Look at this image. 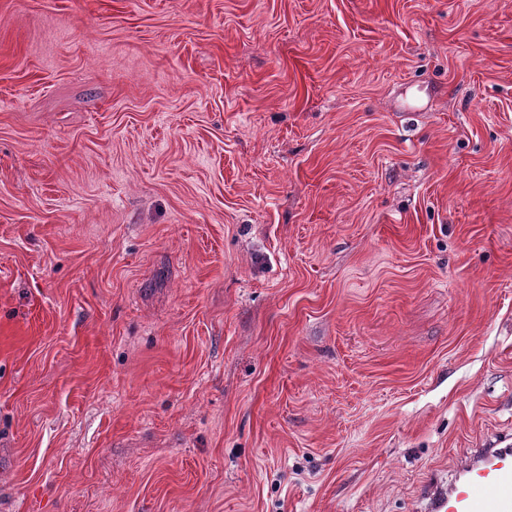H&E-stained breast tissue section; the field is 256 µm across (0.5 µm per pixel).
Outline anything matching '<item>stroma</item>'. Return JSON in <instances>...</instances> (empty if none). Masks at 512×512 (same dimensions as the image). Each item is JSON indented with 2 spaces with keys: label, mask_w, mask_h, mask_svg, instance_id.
Listing matches in <instances>:
<instances>
[{
  "label": "stroma",
  "mask_w": 512,
  "mask_h": 512,
  "mask_svg": "<svg viewBox=\"0 0 512 512\" xmlns=\"http://www.w3.org/2000/svg\"><path fill=\"white\" fill-rule=\"evenodd\" d=\"M512 436V0H0V512H437Z\"/></svg>",
  "instance_id": "1"
}]
</instances>
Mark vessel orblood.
Listing matches in <instances>:
<instances>
[{"instance_id":"vessel-or-blood-1","label":"vessel or blood","mask_w":512,"mask_h":512,"mask_svg":"<svg viewBox=\"0 0 512 512\" xmlns=\"http://www.w3.org/2000/svg\"><path fill=\"white\" fill-rule=\"evenodd\" d=\"M445 512H512V438L482 444L448 483Z\"/></svg>"}]
</instances>
